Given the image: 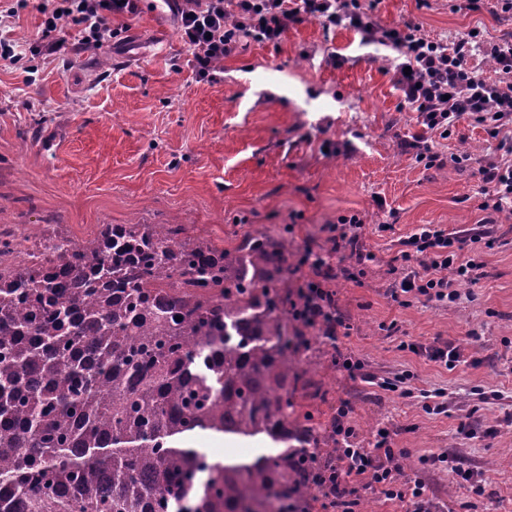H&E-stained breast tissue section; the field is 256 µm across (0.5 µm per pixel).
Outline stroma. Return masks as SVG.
Returning a JSON list of instances; mask_svg holds the SVG:
<instances>
[{"mask_svg":"<svg viewBox=\"0 0 512 512\" xmlns=\"http://www.w3.org/2000/svg\"><path fill=\"white\" fill-rule=\"evenodd\" d=\"M374 2L381 24L413 18L445 41L474 26L488 38L512 31L511 18L456 11L458 0ZM128 25L111 46L50 58L34 51L35 8L0 30L20 44L14 61L0 60V235L12 241L15 260L26 259L43 229L87 240L101 225L130 222H178L224 249L284 232L299 254L320 249L321 225L357 214L367 245L385 258L397 236L420 224L477 228L480 180L472 167L428 170L399 152L397 138L417 132V115L399 108L386 50L362 44L356 31L302 23L280 46L238 48L209 84L188 65L166 5L144 0ZM333 51L346 57L343 67L329 64ZM327 139L341 152L325 154ZM489 230L500 244L483 255L488 276L460 284L459 305L398 307L377 267L361 283L338 281L352 325L339 343L377 381L344 378L331 368L329 348L317 345L312 388L297 396L300 412L322 424L349 401L364 439L378 424L397 427L404 470L444 512H461L471 498L447 472L421 466L422 455L441 450L486 472L474 512H512V213L497 214ZM393 320L416 342L457 341L466 364L449 371L400 350V336L381 329ZM405 372L412 397L378 387ZM435 389L445 391L447 413H426L416 398ZM472 406L479 428L496 431L490 443L457 431L459 408Z\"/></svg>","mask_w":512,"mask_h":512,"instance_id":"obj_1","label":"stroma"}]
</instances>
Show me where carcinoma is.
Wrapping results in <instances>:
<instances>
[{"label":"carcinoma","instance_id":"1","mask_svg":"<svg viewBox=\"0 0 512 512\" xmlns=\"http://www.w3.org/2000/svg\"><path fill=\"white\" fill-rule=\"evenodd\" d=\"M182 233L105 224L0 261V512H291L313 496L302 460L336 442L297 410L312 362L288 316L292 244ZM204 436L273 452L210 456Z\"/></svg>","mask_w":512,"mask_h":512}]
</instances>
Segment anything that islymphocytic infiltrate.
<instances>
[{"label":"lymphocytic infiltrate","mask_w":512,"mask_h":512,"mask_svg":"<svg viewBox=\"0 0 512 512\" xmlns=\"http://www.w3.org/2000/svg\"><path fill=\"white\" fill-rule=\"evenodd\" d=\"M141 2L38 0L40 50L53 55L73 40L86 49L100 48L120 35V20L140 13ZM309 20L327 30L352 28L363 43L394 52L400 105L417 112L421 125L420 132L399 138L398 147L425 168L467 162L464 154L444 157L436 141L464 120L485 126L489 146L477 161L484 186L478 208L497 214L512 207V31L491 40L468 30L447 46L425 35L413 19L380 24L360 0H177L178 34L190 51L189 64L198 80L210 83L242 38L276 46L288 30ZM477 51L491 62L492 75L470 65ZM364 228L355 214L324 225L325 245L307 262L288 305L290 317L304 331L327 339L332 365L351 380L367 379L368 374L360 360L338 345L351 326L341 311L335 281H358L372 264L385 268L389 297L400 307L454 304L460 299L458 283L485 278L482 256L496 244L484 231L451 232L440 224H421L399 238L397 251L385 259L369 249ZM351 412L349 402L340 401L329 421L335 456L305 464L322 512H359L370 493L397 503L404 512H432L425 483L402 468L405 451L397 444L396 430L381 427L370 439H360Z\"/></svg>","instance_id":"f902f5d3"}]
</instances>
